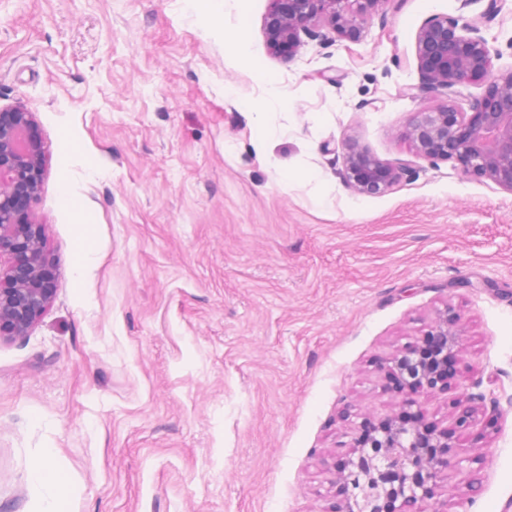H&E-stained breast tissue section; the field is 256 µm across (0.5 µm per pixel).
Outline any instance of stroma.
I'll return each instance as SVG.
<instances>
[{"mask_svg":"<svg viewBox=\"0 0 512 512\" xmlns=\"http://www.w3.org/2000/svg\"><path fill=\"white\" fill-rule=\"evenodd\" d=\"M485 7L388 0L360 40L285 62L270 0H224L216 27L207 0L193 18L182 0H0V105L40 129L28 218L59 268L29 336L0 341V512H34L29 464L48 448L78 489L63 512H325L322 457L398 402L378 366L445 308L468 370L419 408L447 426L475 384L500 412L434 506L512 512V192L402 137L442 102L418 90L417 30ZM482 34L511 71L512 0ZM352 138L408 176L353 192ZM81 224L99 261L78 285Z\"/></svg>","mask_w":512,"mask_h":512,"instance_id":"35a3bbf8","label":"stroma"}]
</instances>
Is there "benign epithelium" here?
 Listing matches in <instances>:
<instances>
[{
	"label": "benign epithelium",
	"instance_id": "benign-epithelium-1",
	"mask_svg": "<svg viewBox=\"0 0 512 512\" xmlns=\"http://www.w3.org/2000/svg\"><path fill=\"white\" fill-rule=\"evenodd\" d=\"M389 0H271L264 22L268 51L292 61L305 40L324 44L355 38ZM498 0H488L476 18L434 15L415 36L422 78L418 90L451 97L472 82L485 85L472 112L443 102L418 112L405 137L412 151L431 162L452 161L462 174L512 192V70L496 73L481 34L482 19ZM33 113L0 106V338L28 336L51 305L58 269L46 246L45 228L25 219L45 176V145ZM407 169L385 162L357 139L343 145L340 175L362 196H381ZM464 369V347L455 316L443 310L427 332L380 364L388 384L407 371L414 380L398 387L402 399L385 416H371L378 431L354 428L352 446L324 460L339 487L326 512H425L442 475L462 472L473 457L463 443L476 425L486 397L462 393L452 407V426L438 428L417 408L422 393L444 391Z\"/></svg>",
	"mask_w": 512,
	"mask_h": 512
}]
</instances>
